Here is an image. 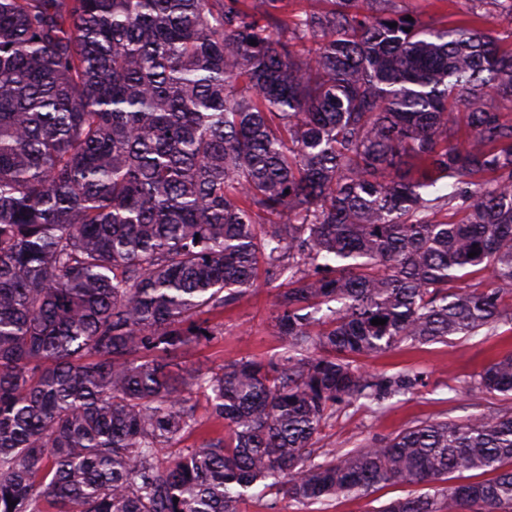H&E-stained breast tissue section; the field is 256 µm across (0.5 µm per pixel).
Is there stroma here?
Returning a JSON list of instances; mask_svg holds the SVG:
<instances>
[{"instance_id":"stroma-1","label":"stroma","mask_w":512,"mask_h":512,"mask_svg":"<svg viewBox=\"0 0 512 512\" xmlns=\"http://www.w3.org/2000/svg\"><path fill=\"white\" fill-rule=\"evenodd\" d=\"M279 291V281L260 277L257 287L245 297L225 306L223 312L209 315L208 324L217 334L186 354V361L211 374L219 372L226 361L263 358L279 351L278 340L267 330ZM509 351L512 328L503 326L494 336L422 346L404 344L364 359L362 365L370 373L412 378L413 388L380 405L364 399L338 405L335 415L322 426L318 445L326 451L344 452L387 441L423 421L459 422L489 411L497 406L498 400L478 390L476 375L493 358ZM428 491L425 485L390 484L331 501L327 512H379L391 500Z\"/></svg>"}]
</instances>
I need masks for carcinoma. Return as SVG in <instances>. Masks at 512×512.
<instances>
[{"mask_svg": "<svg viewBox=\"0 0 512 512\" xmlns=\"http://www.w3.org/2000/svg\"><path fill=\"white\" fill-rule=\"evenodd\" d=\"M491 1L512 15L0 0V512H239L256 485L324 510L394 483L434 492L379 512H512V352L478 374L491 412L315 460L337 404L411 387L358 358L512 326ZM261 270L283 351L172 372ZM195 389L224 434L183 448Z\"/></svg>", "mask_w": 512, "mask_h": 512, "instance_id": "cac0c4a2", "label": "carcinoma"}]
</instances>
